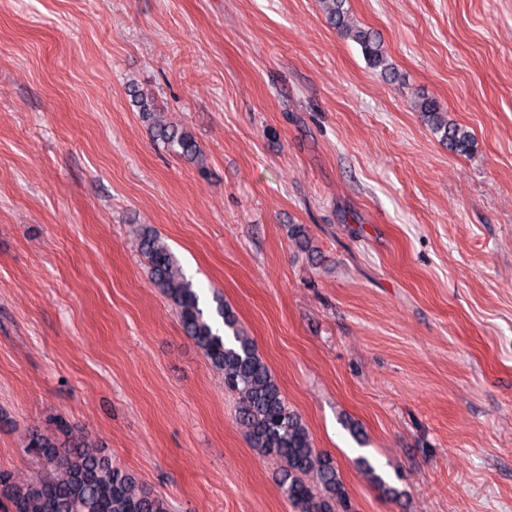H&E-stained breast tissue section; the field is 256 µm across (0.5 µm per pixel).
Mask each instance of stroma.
<instances>
[{
    "label": "stroma",
    "instance_id": "35a3bbf8",
    "mask_svg": "<svg viewBox=\"0 0 512 512\" xmlns=\"http://www.w3.org/2000/svg\"><path fill=\"white\" fill-rule=\"evenodd\" d=\"M348 7L398 80L318 0H0V470L38 480L26 436L62 417L170 512H294L151 285L150 224L254 340L352 512H512V0ZM137 90L203 165L152 138ZM319 3L327 24L359 46L368 67L382 78L395 80L396 68L389 61L380 36L353 20L349 9L345 7L347 0H319ZM414 108L421 112L431 132L448 147V150L458 155H467L472 151V132L466 126L448 120V112L433 98L419 97L414 101Z\"/></svg>",
    "mask_w": 512,
    "mask_h": 512
}]
</instances>
